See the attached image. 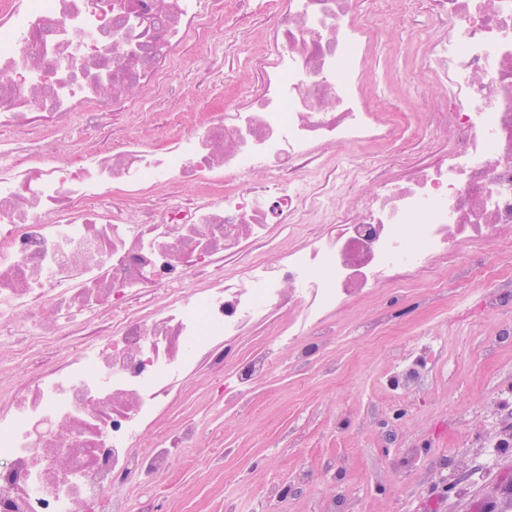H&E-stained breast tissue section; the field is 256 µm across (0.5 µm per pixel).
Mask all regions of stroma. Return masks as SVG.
Listing matches in <instances>:
<instances>
[{"instance_id": "obj_1", "label": "stroma", "mask_w": 512, "mask_h": 512, "mask_svg": "<svg viewBox=\"0 0 512 512\" xmlns=\"http://www.w3.org/2000/svg\"><path fill=\"white\" fill-rule=\"evenodd\" d=\"M371 23L389 29L375 51L379 83L372 94L405 113L403 141L440 139L420 129L416 108L426 92L409 62L425 47L426 25H398L389 0H363ZM264 14L254 13L248 40L237 38V17L213 4L186 36L176 60L150 88L111 105L99 128L74 123L57 140L62 160L111 147L108 132L135 122L144 146L164 132L175 140L193 113L217 114L244 100L269 57ZM391 287L333 314L336 334L323 358L292 370L291 348L277 346L268 378L250 408L235 412L208 398L217 378L201 369L180 385L163 424L146 429L139 445L153 448L182 417H205L199 450L183 454L171 476L135 487L134 508L154 512H512V446L493 471L475 474L481 444L512 433V232L494 252L472 249L457 264L436 262L429 282ZM425 332L445 336L443 362L407 393L381 374ZM307 474L308 482L297 479ZM290 487L282 502L262 489Z\"/></svg>"}]
</instances>
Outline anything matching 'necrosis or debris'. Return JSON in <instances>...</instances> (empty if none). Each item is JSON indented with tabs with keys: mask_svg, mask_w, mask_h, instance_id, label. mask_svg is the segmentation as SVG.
Instances as JSON below:
<instances>
[{
	"mask_svg": "<svg viewBox=\"0 0 512 512\" xmlns=\"http://www.w3.org/2000/svg\"><path fill=\"white\" fill-rule=\"evenodd\" d=\"M411 2L434 31L422 117L446 140L373 172L356 147L404 129L369 99L383 33L362 0H273V62L242 102L167 146L123 129L62 164L57 131L96 123L105 83L122 98L165 70L202 0H0V352L41 360L26 384L0 377V512H129L131 486L208 426L139 448L193 366L222 376L230 409L268 376L269 350L230 362L246 323L309 360L329 314L512 228V0ZM442 344L420 336L390 363L398 389Z\"/></svg>",
	"mask_w": 512,
	"mask_h": 512,
	"instance_id": "1",
	"label": "necrosis or debris"
}]
</instances>
